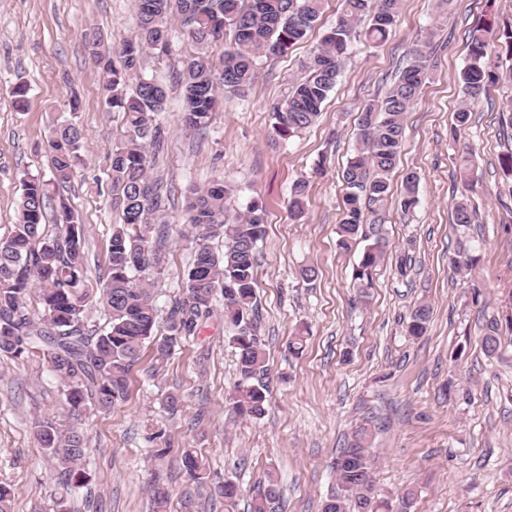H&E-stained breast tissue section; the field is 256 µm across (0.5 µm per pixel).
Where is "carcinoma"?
<instances>
[{"label": "carcinoma", "instance_id": "1", "mask_svg": "<svg viewBox=\"0 0 512 512\" xmlns=\"http://www.w3.org/2000/svg\"><path fill=\"white\" fill-rule=\"evenodd\" d=\"M137 0V29L117 49L98 38L89 43L96 65L103 70L107 108L122 114L124 140L112 149L110 186L113 205L121 222L112 229L108 247L107 272L98 298L84 288L85 271L81 254L84 229L70 201L51 196L50 184L68 183L81 160L82 131L74 122L60 125L51 140L53 179L27 177L22 181L16 224L9 237L0 239V355L20 358L33 350L47 353L50 371L62 387L72 414L90 406L109 410L125 398L131 367L140 359L142 348L154 342L157 359H165L181 337L193 336L212 316L215 290L224 296V323L233 331L240 381L233 397L242 416L260 418L266 412V353L261 322L255 304L257 244L265 235L263 206L254 201L246 212L232 219L225 215L229 189L220 180L197 189L188 203V223L197 231L185 289L168 313L170 335L155 339L157 307L153 282L137 277L161 265L160 248L137 229L149 227L164 217L171 198L163 191L162 179L150 167L164 151L163 126L156 116L164 111L168 86L143 73L144 54L158 52L173 39L172 22L182 35L205 46L224 37L231 28L234 45L212 64L187 55L171 75L179 89L183 125L191 130L209 126L219 106V92L227 97L243 96L257 77V60L285 54L302 41L318 21L325 0ZM342 11L321 46L304 64L306 75L293 87L288 99L274 103L275 132L291 137L313 124L341 74L344 57L358 22L369 23L365 38L371 43L385 41L396 26L403 0H342ZM435 31L420 38L398 79L385 95L365 104L358 119L357 145L343 171L349 192L344 198L337 225L338 244L345 250L364 244L354 270L352 287L359 298L367 297L372 271L387 253L381 212L391 198V178L398 166L404 136L405 115L418 99L430 73ZM512 57V27L499 29L488 20L470 31L469 61L458 74L467 98L453 114L452 130L460 136L470 125L473 107L480 101L496 75L488 62L489 50ZM418 175L403 177L400 206L416 207ZM307 182L297 180L290 187L294 210L303 211ZM55 203V235L45 233L43 221L50 203ZM453 222L466 226L472 213L465 200L454 203ZM224 239V251H214L208 241ZM38 286L44 309L41 321H34L26 298ZM98 303L106 317L101 328L85 325L90 303ZM431 308L419 302L411 309L406 335L426 334ZM37 438L54 460L63 485L83 486L81 467L86 459L84 435L77 427L61 433L43 419ZM371 426L364 424L353 434L333 462L337 489L324 501L322 512H393L381 497L371 477ZM183 466L200 483L204 466L193 452L183 456ZM280 497L278 482L268 477L256 493L252 512H268Z\"/></svg>", "mask_w": 512, "mask_h": 512}]
</instances>
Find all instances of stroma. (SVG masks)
Segmentation results:
<instances>
[{
  "mask_svg": "<svg viewBox=\"0 0 512 512\" xmlns=\"http://www.w3.org/2000/svg\"><path fill=\"white\" fill-rule=\"evenodd\" d=\"M341 0H325L306 38L285 55L261 59L245 97L225 100L211 124L185 129L178 90L159 116L167 148L155 171L174 193L165 218L163 262L152 273L157 337L168 334L167 312L182 291L191 262L192 233L185 196L223 178L232 192L229 214L249 203L266 209L258 244L256 297L268 356L267 412L259 419L232 410L239 380L232 333L216 308L200 333L181 339L161 368L144 348L130 371L127 398L110 412L89 409L72 417L42 354L0 357V484L14 491L12 512H153L154 486L170 493L167 512H250L268 475L281 496L275 512H321L336 484L332 462L362 424L374 425L372 478L391 501L406 490L409 512H512V336L494 353L483 339L512 317V177L502 165L512 152L499 104L512 83L489 84L460 140L450 135L463 94L458 73L468 59L469 32L478 19L512 25V0H404L386 42L354 37L335 90L318 121L282 140L275 136L270 103L287 100L304 75L310 50L336 22ZM136 27L135 0H0V238L11 232L24 178L52 176L48 142L74 120L83 132V164L63 189L85 226L83 265L95 289L107 267L108 241L119 213L112 207L109 156L125 134L119 113L101 97L104 75L89 56L90 34L120 42ZM436 30L430 75L407 112L394 193L383 212L389 250L372 273L367 301L351 286L359 250L337 245L342 172L354 149L362 107L382 97L415 42ZM234 42L202 50L177 37L168 55L148 54L146 74L166 80L184 56L218 60ZM27 106H14L18 84ZM77 94L80 112L67 101ZM468 144L473 169L457 162ZM416 171L418 204L402 211L401 177ZM308 183L302 214L290 206L296 180ZM466 199L475 220L454 224L453 203ZM468 250L471 270L453 272L451 257ZM316 270L314 280L301 276ZM429 304L424 336H407L413 305ZM310 336L301 355L287 343L296 330ZM454 385L455 397L443 389ZM178 399L169 409V396ZM60 431L79 427L88 447L86 490L61 484L34 429L39 419ZM192 450L206 465L203 483L182 464ZM233 479L241 495L224 509L214 490Z\"/></svg>",
  "mask_w": 512,
  "mask_h": 512,
  "instance_id": "obj_1",
  "label": "stroma"
}]
</instances>
